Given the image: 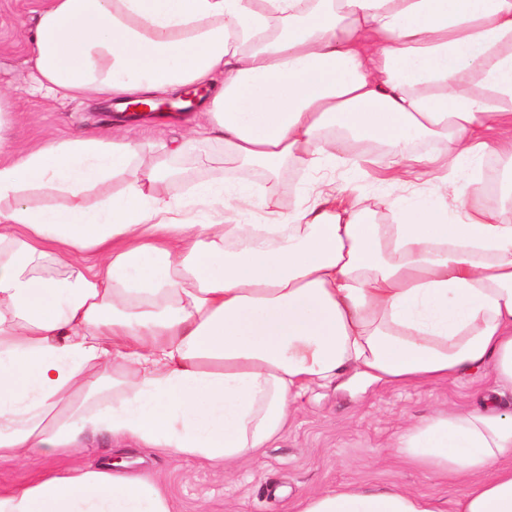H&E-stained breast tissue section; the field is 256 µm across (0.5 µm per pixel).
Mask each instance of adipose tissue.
Segmentation results:
<instances>
[{"label":"adipose tissue","instance_id":"ef3b65f1","mask_svg":"<svg viewBox=\"0 0 512 512\" xmlns=\"http://www.w3.org/2000/svg\"><path fill=\"white\" fill-rule=\"evenodd\" d=\"M29 42L33 93L147 103L203 87L209 130L148 167L139 142L99 133L21 148L0 96V460L76 457L106 432L230 468L312 388L486 370L480 407L439 410L395 446L463 484L453 512H512V220L446 175L452 156L512 159V0H49ZM340 138L385 143L391 181L436 194L395 198L382 224L330 180L282 212L278 180L336 162ZM441 140L451 153L417 150ZM216 145L272 185L169 195L170 160ZM252 207L266 223L238 222ZM294 510L444 512L360 486ZM0 512L172 505L146 474L99 465L0 490Z\"/></svg>","mask_w":512,"mask_h":512}]
</instances>
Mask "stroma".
I'll return each mask as SVG.
<instances>
[{"label":"stroma","mask_w":512,"mask_h":512,"mask_svg":"<svg viewBox=\"0 0 512 512\" xmlns=\"http://www.w3.org/2000/svg\"><path fill=\"white\" fill-rule=\"evenodd\" d=\"M45 3L0 0V92L10 99L15 143L27 145L95 131L154 144L180 134L188 125H207L208 117L199 109L172 113L164 119L147 112L128 121L111 118V105L106 101L30 94L33 61L26 32ZM345 159V164L326 169V176L374 210L378 221L390 222L386 203L403 190L377 180L378 154L361 157L350 151ZM492 385L491 375L483 371L437 385L318 388L293 410L281 438L263 449L255 462L233 471L176 459L150 448L118 452L108 435H90L85 437V452L78 458L35 454L20 465L0 461V489L25 484L49 470L122 458L131 469L165 485L172 512H293L297 497L348 484L394 485L429 494L441 501L444 512H451L459 487L400 457L393 443L408 423L440 407L475 404Z\"/></svg>","instance_id":"1"}]
</instances>
